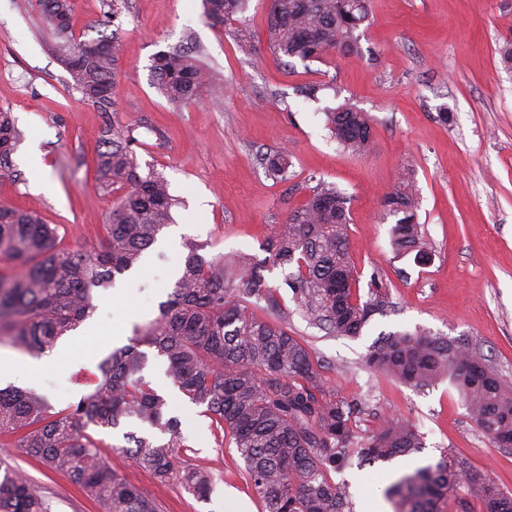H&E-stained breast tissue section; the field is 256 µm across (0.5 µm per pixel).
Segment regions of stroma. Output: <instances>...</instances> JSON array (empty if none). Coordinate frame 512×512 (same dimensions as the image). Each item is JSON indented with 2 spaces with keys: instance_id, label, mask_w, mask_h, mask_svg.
<instances>
[{
  "instance_id": "obj_1",
  "label": "stroma",
  "mask_w": 512,
  "mask_h": 512,
  "mask_svg": "<svg viewBox=\"0 0 512 512\" xmlns=\"http://www.w3.org/2000/svg\"><path fill=\"white\" fill-rule=\"evenodd\" d=\"M268 10L269 0H248L245 52L209 22L202 0H126L113 25L123 45L120 80L114 110L104 113L68 85L54 30L36 0H0V108L12 112L21 134L12 155L21 177L0 182V201L56 226L66 247L96 244L114 200L96 188L98 138L115 118L134 130L141 171L162 174L176 200L171 226L143 265L119 275V290H97L90 316L68 333L84 357L34 372L27 354L1 345L18 365L12 384L45 396L54 410L67 408L117 341H129L135 326L158 316L185 240L208 243L214 254L259 253L321 178L351 200L349 251L360 291L379 276L393 307L373 316L355 339L311 324L289 297L285 323L309 345L327 389L362 404L360 431L398 417L415 424L425 442L397 463L352 467L331 478L349 482L354 512H393L386 486L445 455L463 482L444 512H484L466 480L480 474L512 494V448L495 447L480 432L448 380L414 387L371 371L365 359L380 334L421 329L468 343L512 385V64L501 54L512 43V0H373L370 23L356 33L357 54L306 62L275 58L266 37ZM190 42L214 81L200 101L172 105L154 85L152 58ZM311 85L319 88L313 101L302 94ZM346 101L372 118V143L361 155L344 151L325 124V108ZM283 148L291 165L280 181L260 156ZM406 178L419 198L431 255L426 265L393 251L394 220L380 208ZM166 369L152 354L142 374L170 396L180 421L187 449L174 474L159 481L121 453L124 431H146L133 419L124 429L98 433L102 458L160 512H225L227 498L237 495L249 512H262L232 440L218 438L211 418L180 397ZM8 468L40 487L52 512H101L69 476L27 457L5 435L0 472ZM188 468L207 471L208 496L182 485Z\"/></svg>"
}]
</instances>
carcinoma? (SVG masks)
<instances>
[{
  "instance_id": "cac0c4a2",
  "label": "carcinoma",
  "mask_w": 512,
  "mask_h": 512,
  "mask_svg": "<svg viewBox=\"0 0 512 512\" xmlns=\"http://www.w3.org/2000/svg\"><path fill=\"white\" fill-rule=\"evenodd\" d=\"M248 0H203L205 14L241 46L248 35L239 15ZM56 32L55 50L72 88L100 112L114 107L121 50L117 37L83 40L73 28L71 0H38ZM371 0H270L267 37L279 59L317 60L340 50L358 51L354 33L368 21ZM160 94L174 104L201 97L207 82L191 52L173 47L153 58ZM326 125L345 149L362 153L372 139L366 114L346 102L324 112ZM20 141L12 113L0 110V180L18 178L11 156ZM133 129L116 121L100 131L102 188L121 191L98 246L58 245L54 227L30 212L0 202V258L22 269L0 274V342L28 355L52 350L76 330L92 310V293L115 274L137 267L144 253L171 221L174 198L168 182L139 170ZM269 174L287 178L288 150L266 157ZM347 196L333 183L319 182L305 203L289 213L262 246L264 258H226L206 245L185 242L186 254L168 301L159 315L135 328L130 344L98 365L85 394L68 408L50 412L36 394L14 386L0 388V434L18 436L17 447L67 474L103 512H156L154 503L127 483L98 453L89 430H114L136 418L151 433H123L134 450L122 447L157 478L170 477L184 447L168 397L139 376L145 346L165 359L167 374L182 397L203 406L216 433L229 434L245 461L250 482L265 512H354L348 485L330 472L357 461L359 466L389 463L420 452L423 436L413 423L385 420L364 434L356 424L358 405L336 398L325 387L309 348L284 325L280 287L264 272L288 270L283 287L306 317L338 336L356 338L369 319L392 307L383 284L371 279L367 299L355 288L359 274L348 248ZM381 207L395 219L392 246L398 253H421L418 201L412 183L387 194ZM265 303L270 319L254 316ZM367 364L415 387L444 378L461 393L480 431L498 448H512V387L469 346L424 331L383 335ZM460 481L454 463L442 456L434 465L404 473L386 489L395 512H441ZM188 491L204 497L209 477L184 470ZM471 494L486 512H512V495L488 478H472ZM0 512H51V502L16 471L0 475Z\"/></svg>"
}]
</instances>
